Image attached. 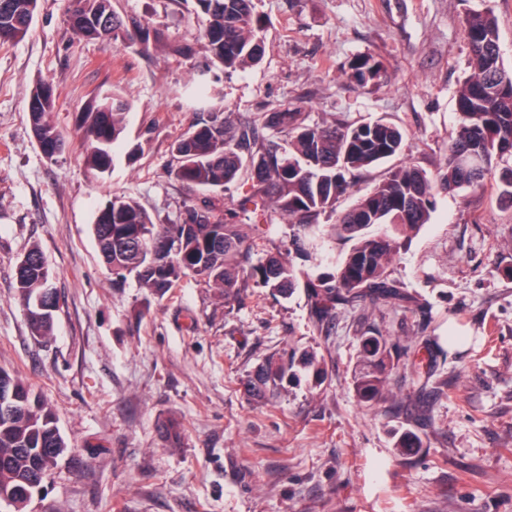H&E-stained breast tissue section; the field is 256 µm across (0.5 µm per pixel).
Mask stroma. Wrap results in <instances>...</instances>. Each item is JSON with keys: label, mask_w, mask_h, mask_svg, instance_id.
<instances>
[{"label": "stroma", "mask_w": 512, "mask_h": 512, "mask_svg": "<svg viewBox=\"0 0 512 512\" xmlns=\"http://www.w3.org/2000/svg\"><path fill=\"white\" fill-rule=\"evenodd\" d=\"M73 0H38L30 33L0 44V368L51 406L71 446L26 512H512V207L493 180L440 193L428 224L405 239L392 275L418 310L341 309L330 334L312 325L303 291L273 298L249 287L225 305L188 277L163 298L135 278L113 284L91 231L98 207L122 194L161 224L177 222L190 192L171 173L172 143L197 118L189 89L206 82L237 121L288 108L307 124L384 120L410 136L399 162L445 163L468 73L464 13L492 8L512 67V0H256L261 64L227 72L209 63L192 0H112L163 35L150 52L85 41L69 28ZM193 48L191 57L174 53ZM386 68L359 86L349 64ZM53 83L55 121L68 141L56 161L37 146L24 112L32 88ZM129 101L109 171L85 168L74 116L112 90ZM260 135L278 138L262 126ZM294 225L269 211L250 263L288 248ZM296 268L317 276L352 249L320 217L304 231ZM39 243L60 309L49 340L34 338L13 267ZM380 326L402 341L425 328L448 390L427 422L392 402L363 409L352 390L359 336ZM459 344H449V337ZM314 350L327 376L252 403L244 375L271 353ZM182 427L177 447L159 431ZM420 434L400 457L397 432Z\"/></svg>", "instance_id": "obj_1"}]
</instances>
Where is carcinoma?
I'll list each match as a JSON object with an SVG mask.
<instances>
[{
  "label": "carcinoma",
  "instance_id": "carcinoma-1",
  "mask_svg": "<svg viewBox=\"0 0 512 512\" xmlns=\"http://www.w3.org/2000/svg\"><path fill=\"white\" fill-rule=\"evenodd\" d=\"M38 0H0V32L21 40L30 30ZM196 12L205 16L202 37L212 63L235 71L262 60L260 28L253 0H195ZM72 30L86 40L110 38L142 51L161 42L159 32L136 21L128 22L112 9V0H76L68 14ZM463 32L469 49L468 75L457 96L459 124L448 146L445 166L432 174L413 163L388 170L371 192L343 213H336L339 199L350 192L357 175L401 154L409 135L384 121L357 125L311 126L304 113L284 109L264 116V125L282 133L277 140L259 134L249 123L236 124L224 108L212 106L172 145V173L191 192L211 193L184 205L182 222L159 224L135 200L121 195L100 206L92 231L112 283L118 285L134 275L150 296H164L187 276L216 290L230 304L249 283L286 298L298 288L307 297L310 317L318 331L330 334L336 310L369 302L373 310L394 301L407 308L413 297L392 277L391 266L409 233L429 222L441 192L483 188L495 174L497 159L512 153V68L504 65L496 17L489 8L468 11ZM349 76L366 86L385 76L383 64L372 57H358ZM57 96L49 94L39 111L25 106L27 124L48 145L43 155L53 160L63 152L65 137L53 116ZM129 103L112 92V105L89 100L76 114L75 130L84 144V162L94 174L112 165L113 150L125 130ZM499 176L503 197L512 202V169ZM244 180L250 189L224 207L216 194ZM274 209L291 224H314L323 214L336 215L334 228L340 239L354 241L351 252L331 273L310 277L299 271L289 255L277 252L259 265L247 266L249 240L261 232L260 225L238 224V213L258 219ZM26 261L14 268L19 297L39 301L45 310L28 318L32 335L43 339L53 334L56 289L50 284L46 261L39 246L30 247ZM434 342L415 336L403 345L405 351L425 350L427 358L410 367L412 383L418 386L412 414L425 419L429 396L446 383L435 382L432 364ZM396 344L376 332L359 338V368L351 385L359 402L369 408L397 398L390 381L395 369ZM325 375L324 363L309 351L275 352L260 363L244 382L249 400L262 403L285 385L299 379L296 367ZM0 389L12 395L13 409L0 414V503L14 512H25L35 487L44 483L49 459H59L69 445L57 426L55 411L32 386L0 369ZM167 442L177 446L180 425L173 419L161 423ZM394 447L409 456L423 447L422 438L404 431Z\"/></svg>",
  "mask_w": 512,
  "mask_h": 512
}]
</instances>
